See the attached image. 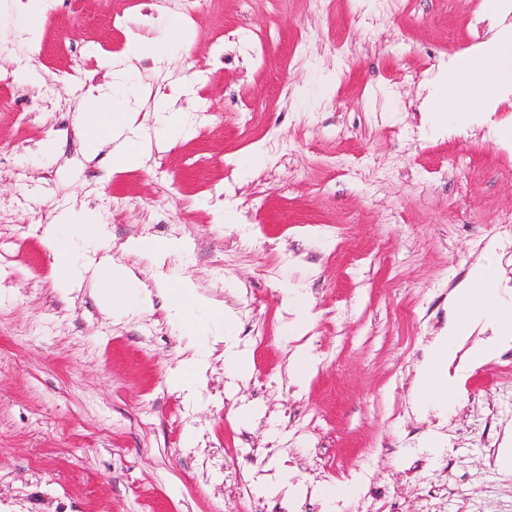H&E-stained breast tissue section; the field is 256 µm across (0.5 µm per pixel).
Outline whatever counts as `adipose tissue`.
Here are the masks:
<instances>
[{
    "mask_svg": "<svg viewBox=\"0 0 512 512\" xmlns=\"http://www.w3.org/2000/svg\"><path fill=\"white\" fill-rule=\"evenodd\" d=\"M512 84V29L500 32L477 56L459 58L449 63L440 76L437 91L429 100L431 112L438 118H452L456 127L472 121L479 107L494 90ZM88 120L81 137L88 151L100 150L106 141H114L113 165L129 167L140 158L141 144L137 138L138 113L121 111L115 102L90 96ZM100 296L109 307L144 306L149 296L131 298L128 293L135 282L130 270L111 265L108 257L89 260ZM452 302L457 309L448 321L446 335L434 344L429 363L418 375V392L428 400H446L452 395L454 378L437 371L439 363L450 361L456 337L466 335L471 323L483 319L492 326L490 338L473 347L470 361L478 365L491 358L500 343L512 337V302L504 301L495 291V278L490 269L475 268L470 279L457 288Z\"/></svg>",
    "mask_w": 512,
    "mask_h": 512,
    "instance_id": "ef3b65f1",
    "label": "adipose tissue"
}]
</instances>
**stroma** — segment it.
Wrapping results in <instances>:
<instances>
[{"mask_svg":"<svg viewBox=\"0 0 512 512\" xmlns=\"http://www.w3.org/2000/svg\"><path fill=\"white\" fill-rule=\"evenodd\" d=\"M487 16L483 0H208L188 49L158 0H44L36 42L0 16V512H247L250 490L264 512H414L444 483L463 492L452 512L512 496V380L500 358L471 363L483 324L455 345L453 402L414 389L471 268L512 298L490 236L512 214V89L465 131L427 120L440 71L493 37ZM116 82L146 149L106 180L78 128L88 87ZM159 88L181 132L160 131ZM255 150L265 163L242 168ZM69 207L88 236L54 223ZM145 237L180 244L161 273L122 248ZM60 245L207 303L184 321L102 312L92 277L59 287ZM287 287L311 305L301 336ZM216 307L246 374L224 363ZM301 346L316 365L299 384Z\"/></svg>","mask_w":512,"mask_h":512,"instance_id":"stroma-1","label":"stroma"}]
</instances>
